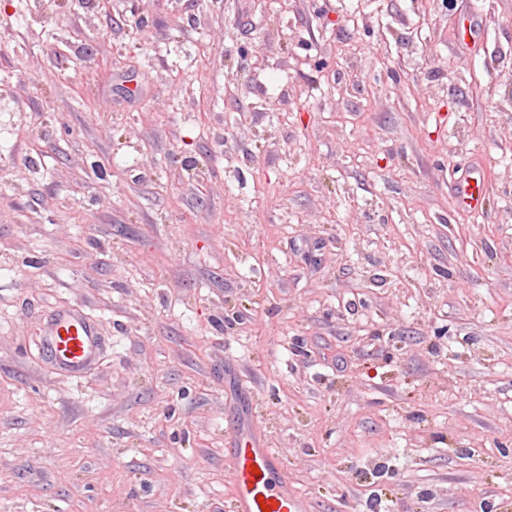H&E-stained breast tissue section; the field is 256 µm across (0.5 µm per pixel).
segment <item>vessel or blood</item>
<instances>
[{
    "instance_id": "1",
    "label": "vessel or blood",
    "mask_w": 512,
    "mask_h": 512,
    "mask_svg": "<svg viewBox=\"0 0 512 512\" xmlns=\"http://www.w3.org/2000/svg\"><path fill=\"white\" fill-rule=\"evenodd\" d=\"M460 206L482 211L484 179L480 172H462L454 184ZM101 341L95 322L73 309L54 314L46 323L41 349L49 363L71 378L81 377L97 358ZM234 495L232 512H307L303 498L288 488L277 449L264 447L258 438H237L232 450Z\"/></svg>"
}]
</instances>
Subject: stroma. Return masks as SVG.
Returning <instances> with one entry per match:
<instances>
[{"label": "stroma", "instance_id": "obj_1", "mask_svg": "<svg viewBox=\"0 0 512 512\" xmlns=\"http://www.w3.org/2000/svg\"><path fill=\"white\" fill-rule=\"evenodd\" d=\"M234 434L512 512V0H0V512H231ZM454 193L460 206L472 213L482 211L484 205V178L479 171L462 172L454 184ZM100 347L95 322L80 310L56 313L46 322L41 349L60 374L81 377L96 360Z\"/></svg>", "mask_w": 512, "mask_h": 512}]
</instances>
